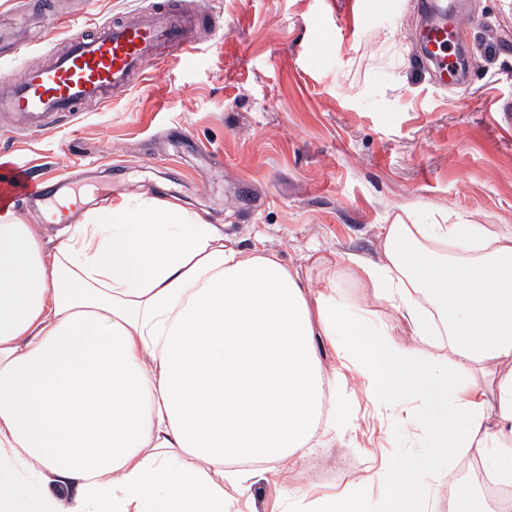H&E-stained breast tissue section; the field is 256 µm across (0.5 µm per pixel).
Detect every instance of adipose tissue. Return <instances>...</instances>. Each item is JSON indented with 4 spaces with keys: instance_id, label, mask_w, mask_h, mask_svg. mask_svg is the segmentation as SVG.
I'll use <instances>...</instances> for the list:
<instances>
[{
    "instance_id": "ef3b65f1",
    "label": "adipose tissue",
    "mask_w": 512,
    "mask_h": 512,
    "mask_svg": "<svg viewBox=\"0 0 512 512\" xmlns=\"http://www.w3.org/2000/svg\"><path fill=\"white\" fill-rule=\"evenodd\" d=\"M315 270L318 290L262 238L236 249L153 198L88 211L51 247L1 206L0 512H224L349 426L350 376L438 453L391 474L389 512L433 495L455 512L461 452L493 453L511 484L512 228L397 217L378 259Z\"/></svg>"
}]
</instances>
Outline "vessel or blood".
<instances>
[{
	"label": "vessel or blood",
	"mask_w": 512,
	"mask_h": 512,
	"mask_svg": "<svg viewBox=\"0 0 512 512\" xmlns=\"http://www.w3.org/2000/svg\"><path fill=\"white\" fill-rule=\"evenodd\" d=\"M424 16L418 58L440 81L461 82L472 67L463 57L462 27L448 16L446 0H420ZM188 8L149 0L129 17L93 25L72 24L64 51L46 65L31 67L25 79L0 78V111L13 113L28 134H41L80 112L101 107L133 86L148 71L183 55L182 29ZM44 178L23 174L18 163L0 160V202L42 201Z\"/></svg>",
	"instance_id": "vessel-or-blood-1"
}]
</instances>
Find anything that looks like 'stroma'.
I'll return each instance as SVG.
<instances>
[{"label":"stroma","instance_id":"1","mask_svg":"<svg viewBox=\"0 0 512 512\" xmlns=\"http://www.w3.org/2000/svg\"><path fill=\"white\" fill-rule=\"evenodd\" d=\"M148 0H55L90 24L132 15ZM180 61L61 127L27 138L0 123V154L50 169L92 210L141 194L182 203L248 250L263 237L301 275L318 249L377 257L381 225H512V135L486 107L512 102V0H465L463 38L475 67L465 89L416 63L412 0H380L371 26L360 0H203ZM42 0H0V26H20L23 54L0 49V75L22 78L67 31L35 32L20 15ZM353 426L277 479L256 475L236 512H286L304 490L344 492L364 471L433 451L378 410L359 382L346 389Z\"/></svg>","mask_w":512,"mask_h":512}]
</instances>
